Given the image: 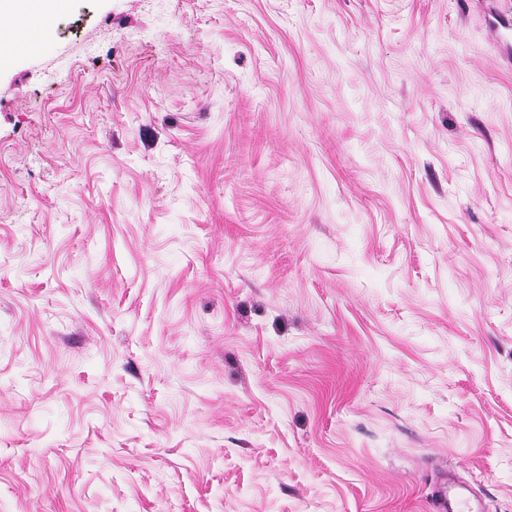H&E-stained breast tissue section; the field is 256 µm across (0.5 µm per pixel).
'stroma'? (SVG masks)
Masks as SVG:
<instances>
[{
	"label": "stroma",
	"instance_id": "stroma-1",
	"mask_svg": "<svg viewBox=\"0 0 512 512\" xmlns=\"http://www.w3.org/2000/svg\"><path fill=\"white\" fill-rule=\"evenodd\" d=\"M512 0H62L0 64V512H512ZM437 512H487L485 501L473 495L452 473H444L434 503Z\"/></svg>",
	"mask_w": 512,
	"mask_h": 512
}]
</instances>
